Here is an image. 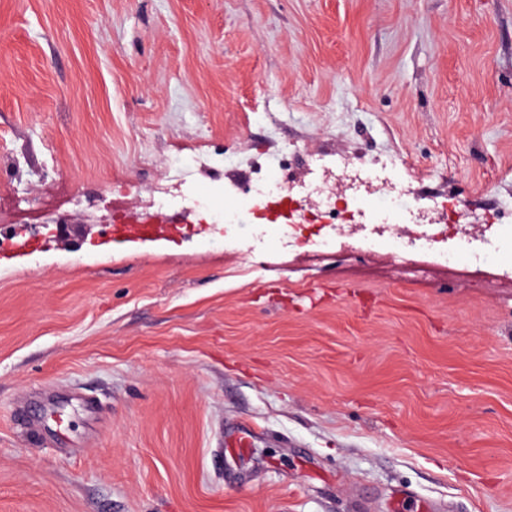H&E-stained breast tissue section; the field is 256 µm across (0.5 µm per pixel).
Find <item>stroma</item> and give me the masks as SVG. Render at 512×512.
I'll use <instances>...</instances> for the list:
<instances>
[{
    "mask_svg": "<svg viewBox=\"0 0 512 512\" xmlns=\"http://www.w3.org/2000/svg\"><path fill=\"white\" fill-rule=\"evenodd\" d=\"M295 144L512 225V0H0V512H512L511 254L399 273L147 204Z\"/></svg>",
    "mask_w": 512,
    "mask_h": 512,
    "instance_id": "obj_1",
    "label": "stroma"
}]
</instances>
